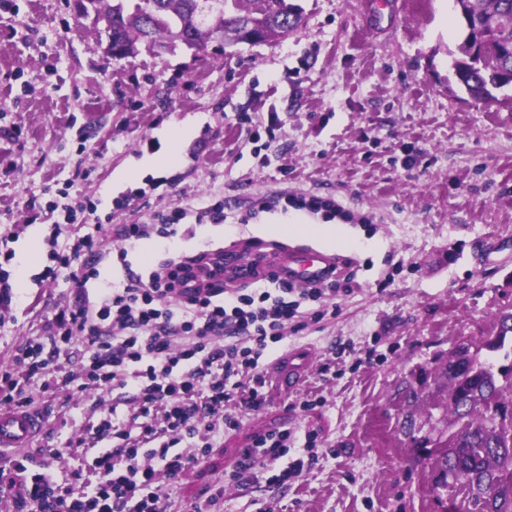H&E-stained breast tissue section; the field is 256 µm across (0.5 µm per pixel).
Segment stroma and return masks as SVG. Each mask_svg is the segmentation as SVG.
Instances as JSON below:
<instances>
[{
  "instance_id": "stroma-1",
  "label": "stroma",
  "mask_w": 512,
  "mask_h": 512,
  "mask_svg": "<svg viewBox=\"0 0 512 512\" xmlns=\"http://www.w3.org/2000/svg\"><path fill=\"white\" fill-rule=\"evenodd\" d=\"M366 2L299 0L304 21L280 42L122 60L77 21L74 0L0 9V233L13 234L25 281L0 313V370L74 296L67 274L39 278L51 246L85 232L65 223L63 205L100 198L115 224H149L213 195L238 207L243 223L196 228L180 242L186 253L273 242L261 224H322L295 209L249 213L251 201L284 190L332 196L368 218L347 225L340 246L353 293L328 299L323 320L288 340L322 360L344 344L342 376L305 384L323 405L304 411L298 395L272 396L174 480L171 512L206 492L224 512L265 501L276 512H442L431 466L399 425L409 415L421 435L447 428L443 362L460 342L480 347L512 308V103L475 102L459 88L453 0H393L378 18ZM242 112L250 124H238ZM271 124L274 138H255ZM180 126L178 158L159 165ZM160 176L178 182L112 207ZM479 357L506 362L500 351ZM41 412V443L60 449L90 407L74 400L65 427L56 406ZM276 428L317 431L315 462L284 488L229 483L240 449Z\"/></svg>"
}]
</instances>
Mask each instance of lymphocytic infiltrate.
<instances>
[{"label":"lymphocytic infiltrate","mask_w":512,"mask_h":512,"mask_svg":"<svg viewBox=\"0 0 512 512\" xmlns=\"http://www.w3.org/2000/svg\"><path fill=\"white\" fill-rule=\"evenodd\" d=\"M99 203L82 211L96 219ZM293 207L344 214L332 197L281 193L262 197L251 210ZM221 224L229 217L223 199L196 208L158 213L150 224L97 221L62 251L51 250L43 278L68 270L75 299L51 319L44 335L26 340L0 374V405L29 408L40 402L67 407L76 397L118 394L128 410L93 406L77 440L65 449L37 447L52 463L65 454L97 449L91 475L71 472L56 480L29 474L24 463L0 469V512H167L163 480L179 476L218 447L226 431L269 401V359L289 336L319 323L323 303L352 293L351 276L338 274L299 287L275 274L262 287H228L223 254L207 250L126 270L123 280L99 286L100 267L112 256L108 238L135 242L151 236L171 245L182 222ZM84 361L71 369L75 350ZM319 443L316 431L296 437L282 428L257 435L241 449L231 480L238 485L266 478L282 487L303 472Z\"/></svg>","instance_id":"f902f5d3"}]
</instances>
